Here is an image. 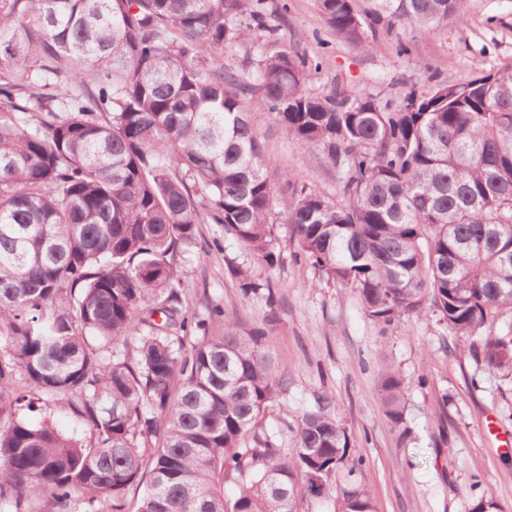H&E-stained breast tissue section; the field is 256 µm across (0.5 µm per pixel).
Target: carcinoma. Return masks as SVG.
Returning <instances> with one entry per match:
<instances>
[{
    "mask_svg": "<svg viewBox=\"0 0 512 512\" xmlns=\"http://www.w3.org/2000/svg\"><path fill=\"white\" fill-rule=\"evenodd\" d=\"M320 9L367 50L381 32L466 18V0ZM281 15L268 0H0V512H298V484L320 498L358 469L331 395L288 422L275 311L260 324L219 304L191 312L175 256L199 224L274 269L279 207L294 263L354 291L371 323L434 312L475 363L473 387L481 370L512 385V333L492 330L512 316V66L395 109L315 96ZM246 42L261 47L252 71L225 65ZM62 77L56 111L33 87ZM257 96L334 166L344 203L291 171L276 198ZM235 275L274 306L272 281ZM378 388L405 423L400 372ZM48 406L90 439L21 415ZM336 512H374L369 489L336 487Z\"/></svg>",
    "mask_w": 512,
    "mask_h": 512,
    "instance_id": "obj_1",
    "label": "carcinoma"
}]
</instances>
